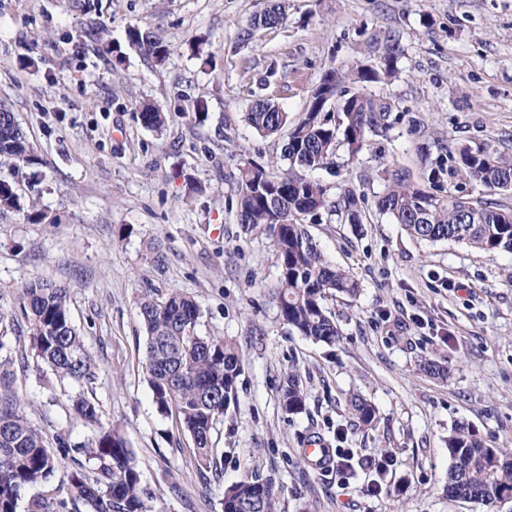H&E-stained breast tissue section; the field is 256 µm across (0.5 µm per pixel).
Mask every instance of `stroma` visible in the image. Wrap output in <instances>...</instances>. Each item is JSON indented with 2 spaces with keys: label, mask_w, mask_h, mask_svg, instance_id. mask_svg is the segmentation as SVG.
I'll list each match as a JSON object with an SVG mask.
<instances>
[{
  "label": "stroma",
  "mask_w": 512,
  "mask_h": 512,
  "mask_svg": "<svg viewBox=\"0 0 512 512\" xmlns=\"http://www.w3.org/2000/svg\"><path fill=\"white\" fill-rule=\"evenodd\" d=\"M269 4L0 0V100L41 159L0 176L48 216L31 224L0 214V354L26 365L21 405L46 438L65 424L74 438L91 433L70 421L66 392L41 377L23 333L19 292L47 279L70 290L97 362L102 421L135 453L153 512H223L225 488L255 477L278 486L275 512H483L447 496L445 441L466 422L490 446L512 448V252L417 241L374 200L385 172L402 169L421 186L457 182L471 200L512 207V191L458 182L431 141L512 153V0H289L287 21L242 43ZM134 24L170 46L164 65L130 46ZM390 31L400 36L397 71L363 91L394 101L398 123L357 157L339 149L311 174L331 195L349 184L366 198L361 225L324 212L306 220L325 257L360 284L356 298L324 302L340 341L315 343L278 315L271 240L237 221L239 164L279 155L288 137L259 134L243 114L268 97L298 123L324 73L376 59ZM200 97L208 117L199 124L188 111ZM146 102L168 111L163 132L141 124ZM152 241L164 268L151 262ZM148 286L192 296L205 332L241 348L238 402L214 426L205 473L142 370L136 301ZM428 358L447 378L421 370ZM291 370L306 395L297 414L280 399ZM352 392L376 407L375 426L349 414ZM313 442L348 452L352 476L299 465Z\"/></svg>",
  "instance_id": "obj_1"
}]
</instances>
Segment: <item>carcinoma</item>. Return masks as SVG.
Wrapping results in <instances>:
<instances>
[{"label": "carcinoma", "mask_w": 512, "mask_h": 512, "mask_svg": "<svg viewBox=\"0 0 512 512\" xmlns=\"http://www.w3.org/2000/svg\"><path fill=\"white\" fill-rule=\"evenodd\" d=\"M288 0H273L254 17L253 30L276 27L287 19ZM130 45L158 65L166 62L170 47L152 28L139 25L127 31ZM401 48L399 36L384 38L379 66L332 69L321 83L332 95L343 84L379 82L396 72ZM321 88L313 91L305 117L288 133L280 157L266 164L247 161L239 168L237 217L247 233L259 231L272 241L279 276L273 294L282 320L300 335L331 344L340 337L336 320L324 306L330 295L354 298L359 282L344 268L331 264L304 220L326 211L343 213L352 224L361 223L356 191L348 187L331 200L329 189L308 179L305 172L328 164L345 146L351 156L368 147L374 137L392 128L393 103L352 93L336 108L326 109ZM142 125L165 129L168 115L147 104L140 112ZM258 133L272 136L288 124V114L268 98L253 100L245 116ZM450 170L490 190H502L512 181V155L496 146L446 148ZM0 164L34 167L41 164L9 104L0 100ZM376 200V208L402 225L407 233L426 242L452 240L483 251H512V209L493 202H472L452 190L426 189L397 174ZM22 210L13 184L0 178V211ZM27 324L31 354L60 381L80 389L71 401L76 421L97 427L93 435L76 440L72 429L56 433L54 449L46 447L42 432L21 408L14 389L16 374L0 363V512H17L18 502L30 488L60 475L68 499L79 501L87 512H149L146 492L131 449L119 430L101 422L100 404L82 389L96 380L95 357L86 345L70 312L69 290L62 284L37 280L24 285L19 295ZM138 313L147 335L144 367L158 409L176 416L195 447L199 468L213 461L212 429L215 421L237 402L241 350L233 339L201 332L202 312L191 297L170 292L160 295L147 288L138 299ZM284 409L292 414L305 407L300 379L290 374L281 389ZM348 406L357 421L370 426L375 407L358 394ZM448 496L483 504L505 505L512 494V449L490 448L470 425L460 422L448 434ZM274 483L245 479L224 490V512H274Z\"/></svg>", "instance_id": "carcinoma-1"}]
</instances>
